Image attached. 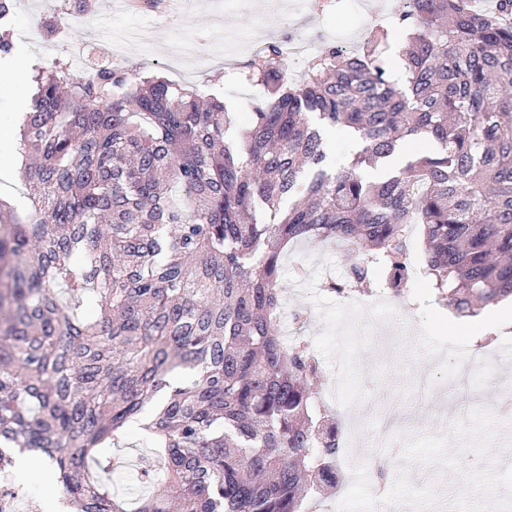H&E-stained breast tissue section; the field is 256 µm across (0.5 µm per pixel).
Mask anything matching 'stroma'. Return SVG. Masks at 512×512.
I'll return each mask as SVG.
<instances>
[{"instance_id": "stroma-1", "label": "stroma", "mask_w": 512, "mask_h": 512, "mask_svg": "<svg viewBox=\"0 0 512 512\" xmlns=\"http://www.w3.org/2000/svg\"><path fill=\"white\" fill-rule=\"evenodd\" d=\"M62 0H15L13 36L15 58L48 63L63 57V45L83 44L99 33L134 32L139 45L117 57L118 65L146 75L197 84L206 94L222 96L245 123L249 112V85L238 83L237 72L248 61L250 49L285 38L288 27L263 23L274 0H165L161 14L142 16L125 7H108L106 0H79L78 12L59 13ZM402 0H337L334 7L311 13L310 30L333 43L336 36L351 45L361 42L363 29L373 28V14L397 20ZM31 82L18 81L0 65V128L9 130L0 140V194H19L16 169L18 100H32ZM408 261L413 271L401 298L385 293L352 299L329 292L328 282L347 283L352 252L340 244L302 240L290 244L283 257V308L279 331L284 342L307 343L322 365L312 390L317 406L335 413L341 432L353 419L352 403L363 400L372 408L364 420L367 439L355 456H341L340 483L331 497L308 500V512H337L352 482L356 460L384 457L389 475L407 468L411 481L424 486L439 481L444 504H451L459 487L450 475L417 463L404 464L401 447L379 449L373 437L390 434L448 433L456 419L470 411L512 401V382L506 381L493 359L512 348V327L473 344L463 321L452 307L436 300L418 270L423 264L419 233H412ZM305 309L310 319L294 323V310ZM475 353L477 361L468 382L455 380L459 359ZM138 429H129L124 448L118 449V470L112 488L128 498L141 494L133 475L150 457ZM11 484L20 486L15 512H40L57 506L59 495L38 471L13 472Z\"/></svg>"}]
</instances>
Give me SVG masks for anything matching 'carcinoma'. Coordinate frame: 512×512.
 I'll return each instance as SVG.
<instances>
[{
    "label": "carcinoma",
    "instance_id": "1",
    "mask_svg": "<svg viewBox=\"0 0 512 512\" xmlns=\"http://www.w3.org/2000/svg\"><path fill=\"white\" fill-rule=\"evenodd\" d=\"M510 15L413 0L398 36L328 45L300 81L272 42L246 65L264 95L238 128L195 84L33 66L23 207L0 199V473L46 458L70 512H304L335 486L320 364L275 329L282 249L342 242L351 276L329 290L399 296L416 225L443 304L470 316L512 295ZM337 127L360 149L332 167ZM408 140L428 154L363 176ZM134 423L162 467L131 511L90 465L111 470Z\"/></svg>",
    "mask_w": 512,
    "mask_h": 512
}]
</instances>
